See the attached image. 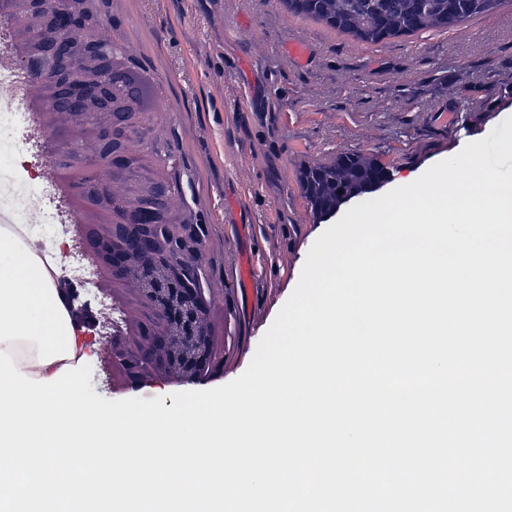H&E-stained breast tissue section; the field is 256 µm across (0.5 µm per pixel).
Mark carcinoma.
I'll return each mask as SVG.
<instances>
[{
  "label": "carcinoma",
  "instance_id": "obj_1",
  "mask_svg": "<svg viewBox=\"0 0 512 512\" xmlns=\"http://www.w3.org/2000/svg\"><path fill=\"white\" fill-rule=\"evenodd\" d=\"M288 13L321 22L365 43L412 35L427 30H448L477 16L494 13L506 0H277ZM176 156L162 142L145 156L139 169L158 173L164 161ZM389 179L384 164L375 157L344 152L326 162L305 163L298 183L311 208L328 215L345 202L374 191Z\"/></svg>",
  "mask_w": 512,
  "mask_h": 512
}]
</instances>
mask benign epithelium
<instances>
[{
	"instance_id": "obj_1",
	"label": "benign epithelium",
	"mask_w": 512,
	"mask_h": 512,
	"mask_svg": "<svg viewBox=\"0 0 512 512\" xmlns=\"http://www.w3.org/2000/svg\"><path fill=\"white\" fill-rule=\"evenodd\" d=\"M16 13L15 42L23 69L38 79L37 106L60 115L47 151L64 156V183L84 236L97 230L109 257L112 300L121 313L137 306L104 346L130 387L169 377L204 381L224 369L210 344L209 315L219 289L201 281L205 235L201 224L175 218L176 196L163 177L134 178L133 167L160 142L145 113L114 82L132 57L106 34L112 16L102 0H9Z\"/></svg>"
}]
</instances>
